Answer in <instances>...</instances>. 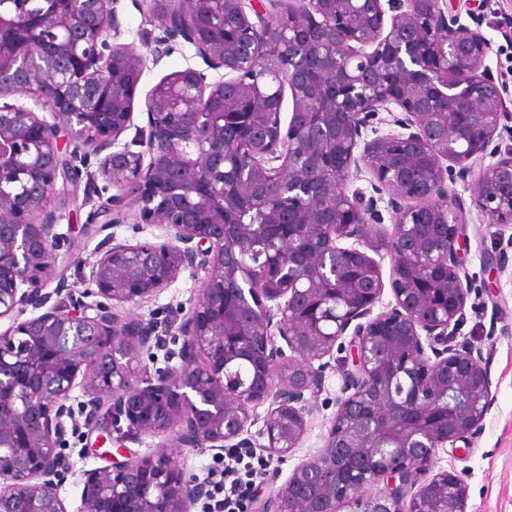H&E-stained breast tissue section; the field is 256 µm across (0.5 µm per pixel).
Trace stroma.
<instances>
[{
	"label": "stroma",
	"instance_id": "35a3bbf8",
	"mask_svg": "<svg viewBox=\"0 0 512 512\" xmlns=\"http://www.w3.org/2000/svg\"><path fill=\"white\" fill-rule=\"evenodd\" d=\"M441 6L446 13L460 15L465 23L471 16H478L491 42L485 63L495 78L512 89V41L504 37L505 32L512 30V0H442ZM116 9L121 22L120 42L142 49L161 36L158 23L148 16L145 0H119ZM188 67L206 70L203 60L188 44L179 45L158 65L148 67L135 92V125L147 124L145 99L152 86L163 76ZM468 222L463 267L473 294L461 336L481 349L499 390L479 438L465 450L439 451L436 465L455 470L465 481L467 512H512V261L504 268L494 262L501 249L512 257V224H486L474 212ZM201 280V274L183 271L178 281L156 299L136 308H122L120 314L145 317L165 307L173 311L189 307ZM340 385L339 373H328L325 386L315 399L309 431L293 455L277 458L255 449L263 467L250 487L252 495L273 492L299 462L321 450L323 436L336 411Z\"/></svg>",
	"mask_w": 512,
	"mask_h": 512
}]
</instances>
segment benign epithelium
<instances>
[{"instance_id": "benign-epithelium-1", "label": "benign epithelium", "mask_w": 512, "mask_h": 512, "mask_svg": "<svg viewBox=\"0 0 512 512\" xmlns=\"http://www.w3.org/2000/svg\"><path fill=\"white\" fill-rule=\"evenodd\" d=\"M35 2L0 0V512H67V435L84 429L115 450L83 471L80 512H193L209 482L126 443L164 436L216 459L228 448L284 458L336 352L322 449L251 499L253 512H466L461 476L432 472L439 450L470 447L496 400L482 352L457 341L472 292L462 244L472 209L512 224V148L495 144L512 133V96L485 65L480 22L440 0H170L162 12L148 0L163 35L143 53L114 42L116 0ZM269 7L294 22L274 30ZM180 40L223 74L188 67L149 90L147 160L122 136L147 61ZM420 40L431 57L413 54ZM287 91L288 122L227 143L232 118L273 99L280 112ZM383 123L392 130L380 135ZM94 166L115 193L97 191L83 225L105 237L82 273L92 288L77 295L56 278L72 254H60L54 200L58 178L77 184ZM364 168L388 195L389 228L376 199L350 189ZM253 179L277 184L288 209ZM459 180L472 181L468 204L449 190ZM242 198L265 224L288 212L287 234L252 251ZM131 208L162 234L118 237ZM187 269L204 279L175 328L163 310L116 313ZM168 335L181 341L167 351L177 364L151 372L143 358ZM238 362L251 369L244 383Z\"/></svg>"}]
</instances>
